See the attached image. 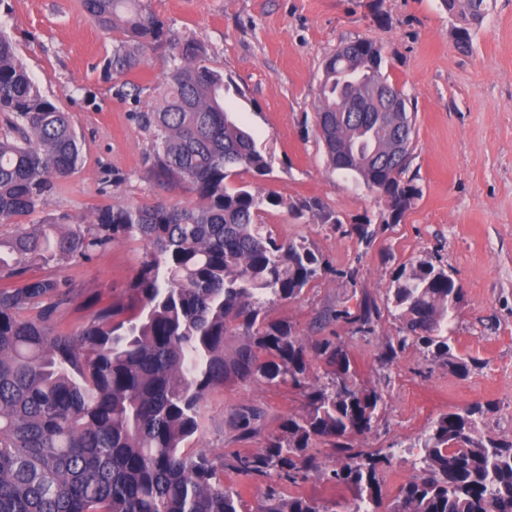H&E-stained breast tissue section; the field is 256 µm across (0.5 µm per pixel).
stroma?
<instances>
[{
  "label": "stroma",
  "instance_id": "35a3bbf8",
  "mask_svg": "<svg viewBox=\"0 0 512 512\" xmlns=\"http://www.w3.org/2000/svg\"><path fill=\"white\" fill-rule=\"evenodd\" d=\"M178 35L202 44L212 67L244 91L227 96L240 121L270 158L265 176L240 172L236 183L273 191L285 200H318L334 224L269 208L261 217L273 235L305 242L319 253L321 275L298 298L269 306L293 326L306 347L343 344L360 380L383 399L362 447L392 451L383 471L382 506L416 473L419 445L432 422L453 408L481 406L479 431L512 440V0H495L475 28L470 51L453 39L454 18L440 0H150ZM0 29L44 94L70 115L82 143L77 170L24 226L68 216L76 223L102 203L158 198L192 204L189 187L171 188L150 174L151 133L141 112L161 106L159 85L169 46L150 50L127 78L108 74L111 33L86 15L81 0H0ZM369 40L383 48L385 72L409 95L415 133L407 177L419 190L399 223L383 200L332 172L315 126L323 60L343 44ZM139 87L129 93L128 84ZM369 222L360 239L357 224ZM145 248L122 242L91 261L64 265L73 292L59 308V328L75 333L88 321L92 297L122 300ZM446 269L463 288L448 334L468 372L449 367L413 343L397 358L382 354L396 343L401 322L390 288L408 265ZM379 318L370 333L342 319L362 301ZM251 405L265 413L260 435L239 441L233 414ZM301 395L285 384L233 383L212 391L201 429L189 443L221 457L262 447L285 418L300 412ZM321 468L299 486L278 483L281 497L301 492L324 512H349L353 494L330 481L344 464L329 442L312 448Z\"/></svg>",
  "mask_w": 512,
  "mask_h": 512
}]
</instances>
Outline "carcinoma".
<instances>
[{
	"label": "carcinoma",
	"instance_id": "obj_1",
	"mask_svg": "<svg viewBox=\"0 0 512 512\" xmlns=\"http://www.w3.org/2000/svg\"><path fill=\"white\" fill-rule=\"evenodd\" d=\"M494 0H440L458 20V49L472 46ZM98 27L119 34L106 67L118 76L137 68L147 50L171 45L162 86L164 105L141 115L153 131L149 171L196 194L187 206L163 200L103 204L93 219L62 230L55 222L29 229L20 220L69 177L81 144L68 113L48 98L0 31V512H245L240 491L224 485V468L208 453L183 451L200 429L210 392L235 382L288 384L301 411L253 452L228 462L245 480L298 485L318 469L308 452L330 442L350 460L330 480L354 495L349 512H378L380 467L389 454L356 447L372 428L381 395L358 379L341 347L315 349L331 381L309 380L310 354L284 319L270 317L273 300L297 298L322 272L305 243L281 242L261 224L267 207L310 213L337 224L317 201L288 202L278 194L234 187L241 170L264 176L267 156L234 112L224 106L227 84L206 50L175 37L148 0H82ZM382 46L357 41L324 62L316 126L332 169L356 188L385 200L397 223L417 196L405 178L412 113L393 91L396 112L366 109L369 83L389 80ZM407 131L402 153L396 137ZM146 246L124 303L93 302L80 332L54 329L71 292L35 267L89 262L111 244ZM462 289L442 267L402 268L393 301L404 336L465 372L441 335L454 318ZM37 309L32 318L22 312ZM368 302L345 319L373 330ZM481 407L442 414L421 442L419 474L403 485L391 512H512V441L478 432ZM263 414L244 406L234 416L238 437L260 432ZM259 512H322L304 494H268Z\"/></svg>",
	"mask_w": 512,
	"mask_h": 512
}]
</instances>
